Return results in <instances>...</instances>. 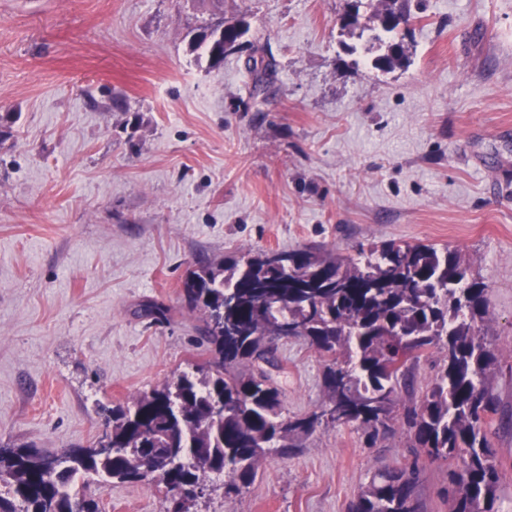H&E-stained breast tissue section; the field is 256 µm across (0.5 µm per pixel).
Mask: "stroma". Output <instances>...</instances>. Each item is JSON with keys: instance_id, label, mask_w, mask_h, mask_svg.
Segmentation results:
<instances>
[{"instance_id": "stroma-1", "label": "stroma", "mask_w": 512, "mask_h": 512, "mask_svg": "<svg viewBox=\"0 0 512 512\" xmlns=\"http://www.w3.org/2000/svg\"><path fill=\"white\" fill-rule=\"evenodd\" d=\"M409 5L423 19L382 69L377 21L339 28L347 0H0V448L89 446L108 410L208 359L182 293L199 263L433 244L487 286L495 508L512 512V0ZM244 13L277 63L257 95L247 51L212 69L188 48ZM276 358L285 415L319 410L316 349L284 338ZM297 444L241 494L211 475L191 512H348L409 459L397 425ZM99 494L103 512H164L147 483Z\"/></svg>"}]
</instances>
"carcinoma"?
I'll return each instance as SVG.
<instances>
[{
    "mask_svg": "<svg viewBox=\"0 0 512 512\" xmlns=\"http://www.w3.org/2000/svg\"><path fill=\"white\" fill-rule=\"evenodd\" d=\"M397 0H365L370 17L387 38L375 36L391 52L375 66L404 59L396 34L411 14ZM249 16L211 27L191 37L204 48L209 67L224 63L227 46L244 45ZM248 68L253 89L274 73L264 49L251 47ZM271 251H246L199 266L183 281L184 299L202 314L199 335L212 357L138 397L110 410L114 451L96 445L75 448L43 467L44 454L32 448H0V512H101L86 491L71 493L78 473L102 486L155 482L166 488L164 512H189L195 498L169 496L171 488L204 489L211 474L222 475L224 495H238L255 479L268 457H286L301 434L325 423L380 433L401 421L412 460L373 476L348 512H423L417 487L424 462L448 464V512H497L501 472L489 438L498 413L492 391L498 359L480 324L487 316L486 284L471 274L457 249L428 244L388 243L358 247L354 257L298 249L278 255L291 267L276 266ZM292 335L309 341L331 366L320 411L290 419L283 415L281 392L260 367L277 341ZM432 348L442 352L420 401L398 412L400 392L414 391L417 363ZM224 416L214 418L215 405ZM160 455L176 463L146 470Z\"/></svg>",
    "mask_w": 512,
    "mask_h": 512,
    "instance_id": "obj_1",
    "label": "carcinoma"
}]
</instances>
